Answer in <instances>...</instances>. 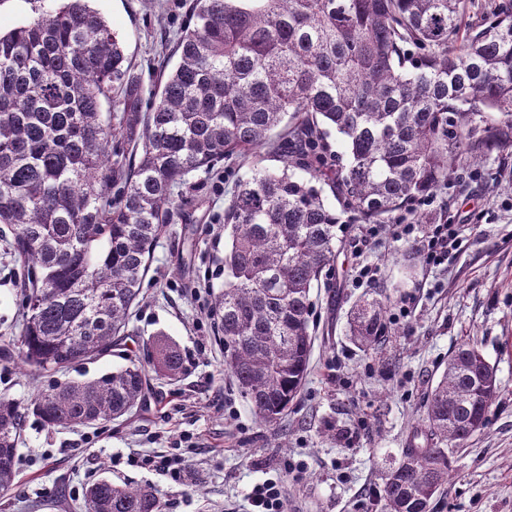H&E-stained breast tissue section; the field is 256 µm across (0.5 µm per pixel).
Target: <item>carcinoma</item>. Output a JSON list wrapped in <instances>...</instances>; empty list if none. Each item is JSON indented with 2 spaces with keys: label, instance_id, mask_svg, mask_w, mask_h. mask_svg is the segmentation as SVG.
I'll list each match as a JSON object with an SVG mask.
<instances>
[{
  "label": "carcinoma",
  "instance_id": "carcinoma-1",
  "mask_svg": "<svg viewBox=\"0 0 512 512\" xmlns=\"http://www.w3.org/2000/svg\"><path fill=\"white\" fill-rule=\"evenodd\" d=\"M467 9V0H192L178 61L148 98L88 0L0 31V224L26 271L14 343L22 367L64 373L131 336L186 177L282 152V168L238 181L224 209V289L213 306L238 395L278 426L307 376L313 290L335 260L337 225L389 224L457 165L512 153V0L466 23ZM386 311L377 297L352 309L348 333L363 351L394 334ZM152 346L153 367L177 378L176 345ZM149 390L131 360L25 404L1 397L0 492L14 486L29 414L49 428L103 425L142 408ZM498 394L478 344L456 347L413 429L426 445L385 473L381 512H431ZM164 507L148 485L102 478L83 492L84 512Z\"/></svg>",
  "mask_w": 512,
  "mask_h": 512
}]
</instances>
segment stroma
<instances>
[{"label": "stroma", "instance_id": "stroma-1", "mask_svg": "<svg viewBox=\"0 0 512 512\" xmlns=\"http://www.w3.org/2000/svg\"><path fill=\"white\" fill-rule=\"evenodd\" d=\"M122 41L145 90L158 82L157 60L180 33L183 0H91ZM478 177L457 170L424 213L460 225V245L437 266L414 239L360 247L357 227L342 225L340 251L321 279L313 309L316 340L304 387L280 428L261 423L224 371L218 320L191 297L224 285L219 225L252 161L190 173L187 199L155 250L131 330L164 336L182 355L171 380L152 374V395L131 418L96 427L55 428L29 416L18 449L15 488L0 512H81L85 485L107 477L150 485L165 512H248L252 487L284 480L291 512H380L371 488L412 447V428L449 353L477 342L497 369L500 393L487 428L454 456L451 481L435 512H512V156L490 157ZM378 268L369 288L356 269ZM24 269L0 237V345L15 339ZM387 299L394 331L375 353L348 338L347 315L363 293ZM53 378L23 372L0 358V395L19 402ZM178 461L183 480L145 465Z\"/></svg>", "mask_w": 512, "mask_h": 512}]
</instances>
